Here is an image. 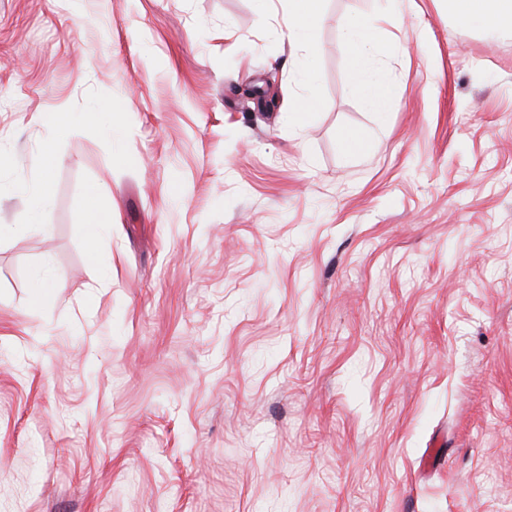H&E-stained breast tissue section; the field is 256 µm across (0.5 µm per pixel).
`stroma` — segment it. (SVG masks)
Returning a JSON list of instances; mask_svg holds the SVG:
<instances>
[{
    "instance_id": "1",
    "label": "stroma",
    "mask_w": 512,
    "mask_h": 512,
    "mask_svg": "<svg viewBox=\"0 0 512 512\" xmlns=\"http://www.w3.org/2000/svg\"><path fill=\"white\" fill-rule=\"evenodd\" d=\"M374 7L0 0V512H512V36L388 0L379 109ZM320 0H289L292 5L293 16L288 26V37L301 41L308 36L307 20L314 16L318 10ZM385 14H377L365 19L349 21L343 27V36L353 52V67L356 75L365 81L372 70V59L364 51L368 42L369 31L381 21H387Z\"/></svg>"
}]
</instances>
